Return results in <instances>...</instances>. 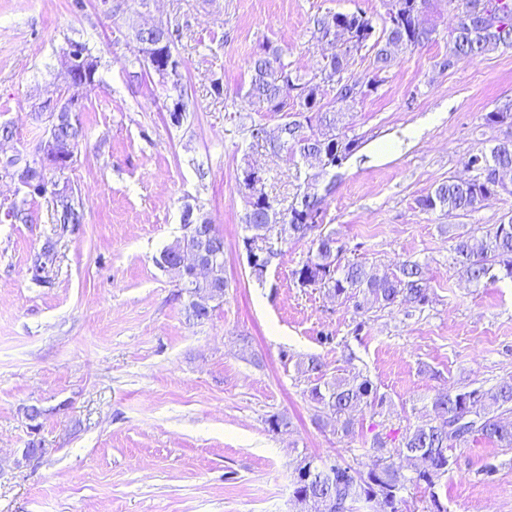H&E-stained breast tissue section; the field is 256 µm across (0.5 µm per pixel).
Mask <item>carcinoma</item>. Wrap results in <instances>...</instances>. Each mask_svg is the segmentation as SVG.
I'll return each instance as SVG.
<instances>
[{"mask_svg": "<svg viewBox=\"0 0 512 512\" xmlns=\"http://www.w3.org/2000/svg\"><path fill=\"white\" fill-rule=\"evenodd\" d=\"M429 0H382L385 8L381 16L382 28L372 15L362 9L354 12H327L313 18L311 37L323 38L326 21L336 19V30L347 38L336 43L333 84L336 86L334 102L309 103L318 85L314 77L302 76L291 69L276 49H268L254 56L249 65L250 81L246 95L257 112H282L286 106L282 99V80L286 79L299 89V108L281 123L279 139L267 142L271 154L285 156L290 160L299 159L303 167L307 161L325 158L340 168L358 148V139L346 134V111L385 81L383 74L394 65V56L388 51L390 43H401L408 50L436 41V26L428 20H419L418 11ZM457 3L456 23L448 38V55L442 67L451 68L461 60H475L499 47L512 48V0H454ZM499 13L503 22L490 30L484 26L483 13ZM367 48L372 52L373 76L364 87L347 76L348 62L354 53ZM86 137V130L80 117H75L59 127L56 134V151L51 153L49 166L62 172L70 168L66 158L78 152ZM465 167L476 172L472 178L463 181L450 177L418 199L419 206L426 211L449 210L468 212L477 208L489 197L499 193L497 171L501 168L512 170V142L500 144L490 153L478 152L469 155ZM311 181L306 179L298 186L288 207L280 211L275 200L264 191V187L248 186L240 189L245 201L244 224L247 230L261 229L278 224L283 233L293 239L302 240L309 236V224L321 215L319 199H311L307 189ZM27 199L14 201L4 216L14 222H27L29 213ZM183 224L193 226V236H182L168 245L161 253L157 264L175 274L182 288L195 295L209 292L218 300H224V288L228 282L224 276V254L217 255L206 279L198 278L191 269L180 265L183 251L193 248L209 239L222 238L212 221L186 208ZM58 223L63 227L84 223L83 203L70 199L60 205ZM311 254L301 267L294 271L295 279L303 285L327 287L336 296L355 300V307L362 310L388 308L396 304L425 305L430 301V288L422 267L416 262H404L398 272L386 276L378 275L355 261L347 260L343 248L330 235L318 236L311 240ZM455 264L467 279L476 284L494 283L499 276L512 279V219L507 223L494 225L492 230L481 237L459 236L454 245ZM311 401L317 408L328 413L340 423L343 431L352 426L349 411L352 407L367 406L372 409L383 407L386 398L381 395L373 382L367 378L351 380L334 378L316 384L309 390ZM434 417L407 431L401 438L394 453H386L387 441L375 436L373 448L382 452L374 455L362 470H354L338 463L332 473L323 477L312 476L301 491L322 501H336L352 497L357 486L364 484L385 495L390 489L398 491L395 503L389 512H403V493L411 486L426 485L430 489L433 504H438L433 489L450 466L448 449L461 445L471 436H480L504 447L512 446V384L491 388H463L435 395L431 402ZM421 452L429 456L426 468L418 461L408 460L414 475L404 474L393 461V454L400 452Z\"/></svg>", "mask_w": 512, "mask_h": 512, "instance_id": "carcinoma-1", "label": "carcinoma"}]
</instances>
